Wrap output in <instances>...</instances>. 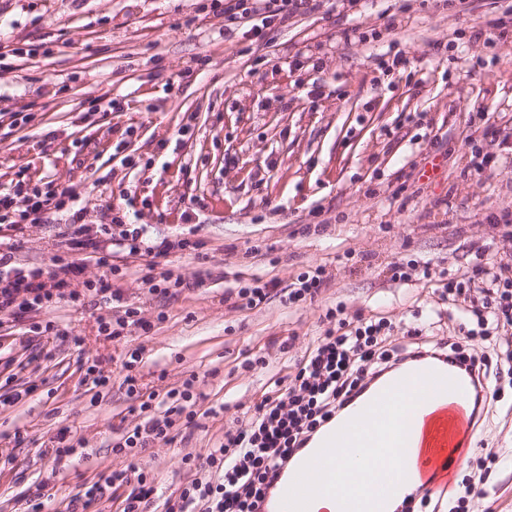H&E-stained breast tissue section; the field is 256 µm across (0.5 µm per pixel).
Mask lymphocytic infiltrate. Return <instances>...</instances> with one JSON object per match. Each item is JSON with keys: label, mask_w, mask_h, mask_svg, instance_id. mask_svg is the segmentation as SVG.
I'll list each match as a JSON object with an SVG mask.
<instances>
[{"label": "lymphocytic infiltrate", "mask_w": 512, "mask_h": 512, "mask_svg": "<svg viewBox=\"0 0 512 512\" xmlns=\"http://www.w3.org/2000/svg\"><path fill=\"white\" fill-rule=\"evenodd\" d=\"M311 8L312 0H210L209 4L211 13L223 18L225 26L248 24L252 36ZM59 214L65 215L67 230L64 251L56 256L52 272L17 262L14 245L0 240L1 321L20 324L29 313L63 301L81 306L108 304L113 296L110 283L84 277L82 258L86 255L107 269L116 251L141 260L142 287L154 295L170 296L184 281L172 272L158 271V258L192 253L203 245L202 240L187 237L151 238L138 222L135 195L125 191L104 209L100 234L91 237L82 229L86 206L55 180L34 182L18 171L8 188L0 190V224L11 230L44 224ZM389 274L395 283L415 276L433 283L439 300L460 315L457 334L442 336L423 324L406 328L381 315L348 318L342 308L327 309L329 327L306 350L287 384L276 396L257 404L253 414L225 429L223 441L206 453L204 476L168 497L164 512H261L275 495L281 472L339 409L378 377L424 355L451 361L473 375L472 415L476 423L487 421L492 411L491 386L512 387V341L502 336L512 329V263L491 266L486 249L479 248L470 272L464 274L445 267L434 269L428 259L391 263ZM477 344L482 347L478 355L473 352ZM140 361L135 349L122 363L126 392L137 401L143 421L113 442L118 454L152 443H172L177 418L190 425L196 417V375H188L166 393H147L135 374ZM494 463L490 455L476 458L472 475L461 485L449 489L444 497L423 494L421 505L471 512L478 487L486 483Z\"/></svg>", "instance_id": "obj_1"}]
</instances>
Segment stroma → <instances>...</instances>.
I'll list each match as a JSON object with an SVG mask.
<instances>
[{"mask_svg": "<svg viewBox=\"0 0 512 512\" xmlns=\"http://www.w3.org/2000/svg\"><path fill=\"white\" fill-rule=\"evenodd\" d=\"M209 2L0 0V31L12 45L0 55V188L19 170L55 179L87 206L91 234L125 190L148 199L140 221L150 236L204 243L160 258L186 283L174 296L141 288L133 261L111 276L122 299L107 315L135 304L149 332L110 339L98 331L97 308L63 303L33 316L59 335L26 338L0 326V396L28 392L0 404V512H24L39 486L51 496L45 512H65L98 474L125 467L112 444L137 422L121 369L129 349H144L136 368L144 390L199 378L194 424L136 456L155 489L149 512H163L166 497L202 475L185 455L222 441L225 425L294 373L326 309L406 321L428 306L433 287L391 282L389 264L414 255L464 272L481 246L492 260L512 257V237L485 219L512 210V32L491 45L482 36L512 0H319L250 38L225 33ZM398 53L405 65L386 72L383 61ZM104 95L115 101L106 113L96 109ZM476 103L495 112L504 139L486 144L496 168L480 175L470 169ZM28 113L32 122H16ZM45 130L56 133L48 149ZM164 140L182 146L160 149ZM120 141L134 166L114 156ZM148 161L146 176L139 166ZM89 163L112 180L95 184ZM59 231L28 226L15 241L18 262L52 271ZM312 265L327 276L313 303L275 298L250 310L224 299L236 280L283 288ZM255 358L265 367L247 368ZM92 365L106 388L85 382ZM493 406L446 463L453 486L470 461L496 455L474 512H512V390ZM60 433L76 447L63 467L54 462Z\"/></svg>", "mask_w": 512, "mask_h": 512, "instance_id": "1", "label": "stroma"}]
</instances>
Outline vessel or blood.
<instances>
[{
    "label": "vessel or blood",
    "mask_w": 512,
    "mask_h": 512,
    "mask_svg": "<svg viewBox=\"0 0 512 512\" xmlns=\"http://www.w3.org/2000/svg\"><path fill=\"white\" fill-rule=\"evenodd\" d=\"M429 373L456 382L453 390H431L408 417L404 452L405 481L414 492L433 493L447 487L443 474L449 449L464 446L473 431L471 403L473 387L470 379L454 365L421 361L406 366L387 378L382 389ZM382 389L368 392L345 413V420L360 415L381 395Z\"/></svg>",
    "instance_id": "b4317fda"
}]
</instances>
